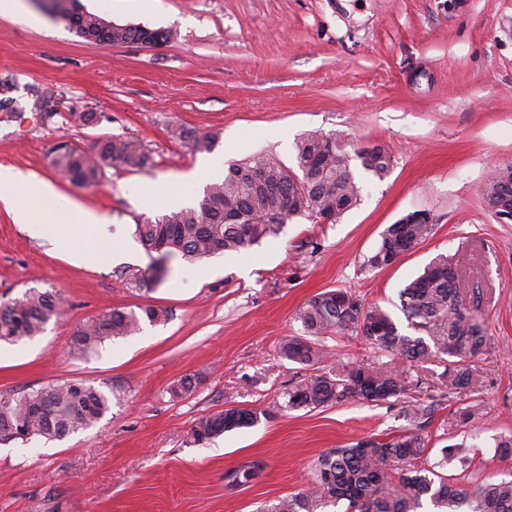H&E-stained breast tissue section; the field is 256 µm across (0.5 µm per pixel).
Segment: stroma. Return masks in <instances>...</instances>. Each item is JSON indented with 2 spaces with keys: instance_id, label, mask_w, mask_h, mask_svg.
<instances>
[{
  "instance_id": "obj_1",
  "label": "stroma",
  "mask_w": 512,
  "mask_h": 512,
  "mask_svg": "<svg viewBox=\"0 0 512 512\" xmlns=\"http://www.w3.org/2000/svg\"><path fill=\"white\" fill-rule=\"evenodd\" d=\"M77 9L118 25L174 31L159 49L99 45L52 17L39 0L0 13V165L49 182L62 197L109 217L64 237L32 211L41 233L15 223L0 201V303L31 287L53 288L64 309L34 340L0 343V394L75 379L111 392L94 426L64 439L0 444V512H261L306 490L318 457L360 439L410 428L405 406L426 407L420 431L432 458L457 449L449 477L463 486L512 475L495 442L512 437V222L487 208L483 188L512 164V0H77ZM183 128L216 134L193 153ZM349 135L391 152L384 179L351 167L361 200L334 224L297 218L240 254L189 263L139 292L116 268L154 259L139 224L195 205L206 163L264 156L291 167L297 141L315 132ZM140 140L153 165L106 168L99 185L63 180L50 166L67 141L92 151L110 136ZM422 210L430 234L392 265L367 259L386 228ZM118 260L93 263L106 244ZM459 254L464 297L488 340L472 360L476 395L449 390L438 360L410 365L399 399H353L291 409L288 386L302 365L282 360L297 335L298 309L342 289L389 310L437 255ZM90 261L77 264L73 255ZM167 308L168 321L105 342L85 356L69 342L83 322L110 308ZM333 367L389 363L355 332L323 336ZM201 375L190 395L171 386ZM477 401L461 424L456 412ZM230 406L259 422L197 444L193 423ZM258 463L253 478L232 472Z\"/></svg>"
}]
</instances>
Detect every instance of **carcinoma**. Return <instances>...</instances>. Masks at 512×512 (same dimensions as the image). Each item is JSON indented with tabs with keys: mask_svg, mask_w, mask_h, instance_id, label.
Instances as JSON below:
<instances>
[{
	"mask_svg": "<svg viewBox=\"0 0 512 512\" xmlns=\"http://www.w3.org/2000/svg\"><path fill=\"white\" fill-rule=\"evenodd\" d=\"M143 35L139 25L118 26L101 40L122 45L136 43ZM179 138L193 153H209L217 141L213 134L185 129ZM347 146L342 134L315 133L297 144L295 170L265 157L229 165L224 178L205 187L196 205L171 209L137 225L142 244L158 258L145 270L128 266L119 271V277L135 290L149 291L167 276L166 260L172 256L193 262L220 252L241 253L278 235L295 218L336 223L360 199ZM354 154L372 176L381 180L388 173L391 160L383 146L361 147ZM51 166L72 184L90 187L99 184L107 167L145 170L151 166V157L138 140L112 136L98 140L91 153L76 146H57ZM509 193L512 165L498 168L485 184V200L494 215L500 214L498 206ZM430 230V217H420L416 211L406 215L386 229L367 264L374 269L391 265ZM457 266L456 256L440 254L400 290L404 328L387 311L367 308L343 290L308 299L297 312L302 334L285 337L279 346L280 358L312 368L311 374L285 392L286 406L312 410L349 399L368 403L398 399L409 384L406 364L430 359L444 363L440 376L448 380L449 389L472 388L470 361L481 353L487 336L465 304ZM61 311L60 293L29 288L22 297L0 303V341L32 339ZM167 320L168 311L159 306L111 309L78 327L70 350L85 355L108 340L139 331L145 322ZM349 329L391 355V362L326 368L327 352L315 339ZM199 384V377L184 376L171 392L186 396ZM111 402L109 394L77 380L0 395V442L36 437L61 440L97 423ZM257 421V412L230 407L196 421L189 438L200 444ZM452 453L447 446L439 459L430 461L429 441L412 429L388 440H360L322 455L307 490L274 501L264 512H327L341 502L346 503L345 512H419L426 500L435 512H512V479L457 486L441 473Z\"/></svg>",
	"mask_w": 512,
	"mask_h": 512,
	"instance_id": "1",
	"label": "carcinoma"
}]
</instances>
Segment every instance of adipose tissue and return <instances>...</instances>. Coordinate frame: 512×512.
Returning a JSON list of instances; mask_svg holds the SVG:
<instances>
[{
	"mask_svg": "<svg viewBox=\"0 0 512 512\" xmlns=\"http://www.w3.org/2000/svg\"><path fill=\"white\" fill-rule=\"evenodd\" d=\"M0 199L10 203L14 220L19 224L29 223L32 207L45 211L52 224H105L106 218L97 212L86 210L70 200L60 197L47 182L37 181L25 174L0 168Z\"/></svg>",
	"mask_w": 512,
	"mask_h": 512,
	"instance_id": "1",
	"label": "adipose tissue"
}]
</instances>
